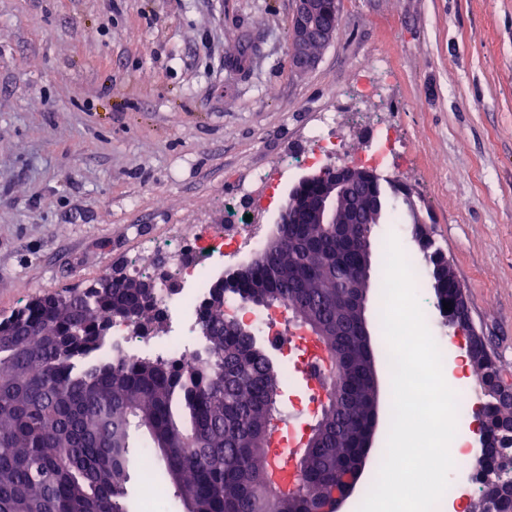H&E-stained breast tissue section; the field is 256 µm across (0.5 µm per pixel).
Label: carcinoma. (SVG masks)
Listing matches in <instances>:
<instances>
[{"label": "carcinoma", "instance_id": "obj_1", "mask_svg": "<svg viewBox=\"0 0 512 512\" xmlns=\"http://www.w3.org/2000/svg\"><path fill=\"white\" fill-rule=\"evenodd\" d=\"M336 0H320L318 26L336 31ZM400 185L365 178L336 209V219L357 212L371 224L393 220L390 193ZM319 185L296 186L288 205L316 195ZM359 227L342 231L311 220L279 225L264 254L247 268L219 279L212 294L245 304L309 305L308 316L338 326L341 336H321L330 354L347 365L340 379L322 376L334 393L324 405L318 447L299 463L303 479L288 491L272 480L269 457L280 370L253 335L224 318V300L211 298L198 324L206 357L192 372L153 356L107 357L112 327L130 312L147 329L162 314L155 294L129 276L114 286L99 278L82 289H63L29 303L0 321V512H130L126 484L135 463L134 434L153 455L158 477L194 512H333L338 493L361 457L369 426L372 385L367 355L356 334L348 287L358 255ZM426 277L441 284L436 308L463 328L464 289L448 260L424 235ZM338 254V273L326 274L316 254ZM308 279H292L293 266ZM450 304V310L444 304ZM471 362L487 386L489 430L512 418V399L499 396L496 361L481 336L470 331ZM498 462L477 460L480 484L473 512H512V498L486 478Z\"/></svg>", "mask_w": 512, "mask_h": 512}]
</instances>
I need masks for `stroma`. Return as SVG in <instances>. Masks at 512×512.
<instances>
[{"label":"stroma","mask_w":512,"mask_h":512,"mask_svg":"<svg viewBox=\"0 0 512 512\" xmlns=\"http://www.w3.org/2000/svg\"><path fill=\"white\" fill-rule=\"evenodd\" d=\"M297 0H0V319L61 288L212 227L251 194L277 226L313 165L305 133L333 114L363 154L392 125L380 173L412 191L462 284L474 330L512 380V0H338L341 23L307 70L291 60ZM250 41L246 68L231 66ZM379 68H372L371 60ZM270 179L254 183L256 171ZM369 289L383 456L390 376ZM303 372L282 383L284 419L310 433Z\"/></svg>","instance_id":"stroma-1"}]
</instances>
